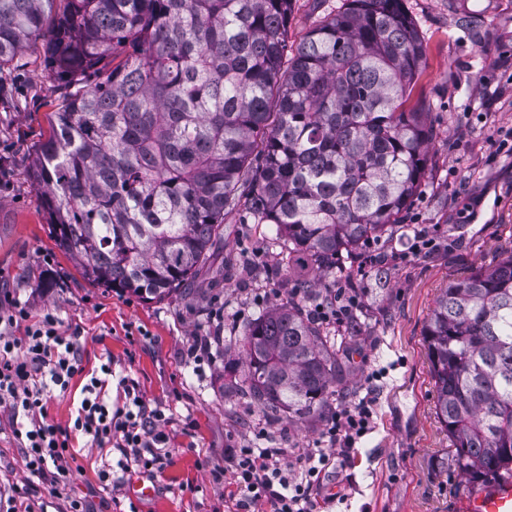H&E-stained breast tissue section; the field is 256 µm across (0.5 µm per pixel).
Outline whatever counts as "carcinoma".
Here are the masks:
<instances>
[{"instance_id":"carcinoma-1","label":"carcinoma","mask_w":512,"mask_h":512,"mask_svg":"<svg viewBox=\"0 0 512 512\" xmlns=\"http://www.w3.org/2000/svg\"><path fill=\"white\" fill-rule=\"evenodd\" d=\"M0 0V70L43 37L72 91L32 174L57 247L91 282L182 295L224 218L319 282L401 223L433 130L403 0H341L288 50L294 0ZM435 414L472 485L512 478V253L448 284L425 325ZM236 389L271 415L326 413L340 346L300 299L243 327Z\"/></svg>"}]
</instances>
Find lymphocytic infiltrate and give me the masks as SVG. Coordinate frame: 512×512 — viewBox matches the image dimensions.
<instances>
[{
  "instance_id": "lymphocytic-infiltrate-1",
  "label": "lymphocytic infiltrate",
  "mask_w": 512,
  "mask_h": 512,
  "mask_svg": "<svg viewBox=\"0 0 512 512\" xmlns=\"http://www.w3.org/2000/svg\"><path fill=\"white\" fill-rule=\"evenodd\" d=\"M0 310V412L10 434L23 449L26 468L39 484L65 477L72 436L81 433L98 448L122 449V469H163L169 455L158 426L162 413L148 409L132 378L113 377L111 364L84 387V397L71 426L49 420L46 404L53 390L67 391L80 369L78 335L63 336L53 313L31 319L12 295ZM116 382L123 402L111 406L104 388ZM374 401L363 396L338 406L321 439L311 448H268L252 443L232 451L230 474L241 512L265 505L270 512H315L314 492L330 461L346 465L373 418Z\"/></svg>"
}]
</instances>
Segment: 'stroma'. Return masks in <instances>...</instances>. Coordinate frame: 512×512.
<instances>
[{"label": "stroma", "mask_w": 512, "mask_h": 512, "mask_svg": "<svg viewBox=\"0 0 512 512\" xmlns=\"http://www.w3.org/2000/svg\"><path fill=\"white\" fill-rule=\"evenodd\" d=\"M426 49L425 65L407 97L423 106L434 131L428 170L397 231L370 246L376 264L357 265L330 279L355 278L359 308L342 330L352 359L339 402L373 391L369 432L348 468L330 473L318 490L319 512H460L471 488L452 455L434 411L433 381L423 330L448 283L512 252V0H403ZM68 92L44 63V41L27 44L0 91V289L33 313L51 311L62 334L81 329V370L66 393H52L47 413L67 424L81 389L102 363L133 378L170 450L161 471L125 473L119 489L99 477L122 454L74 440L69 473L57 491L41 487L47 512H66L72 499L93 512H234L227 480L216 470L230 449L264 432L273 448H304L325 422L268 421L248 398L225 394L239 374L238 354L210 356L202 368L185 357L195 336L230 335L261 311L255 299L287 303L303 271L287 254L268 249L267 225L244 212L224 221V277L200 272L190 294L145 303L98 286L58 249L31 177V162L50 134V116ZM223 318H216V311ZM154 485L151 499L129 484Z\"/></svg>", "instance_id": "35a3bbf8"}]
</instances>
